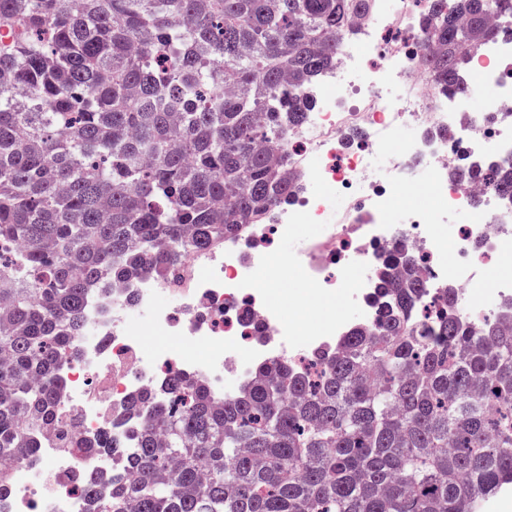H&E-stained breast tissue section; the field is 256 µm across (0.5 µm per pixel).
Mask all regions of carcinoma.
<instances>
[{
  "label": "carcinoma",
  "instance_id": "carcinoma-1",
  "mask_svg": "<svg viewBox=\"0 0 512 512\" xmlns=\"http://www.w3.org/2000/svg\"><path fill=\"white\" fill-rule=\"evenodd\" d=\"M370 0H0V499L55 420L89 293L164 277L289 201L283 120ZM512 0H429L423 66L466 90L460 47ZM493 186L512 195V161ZM377 320L220 398L169 371L72 444L89 512H477L512 486V313L430 308L415 257L377 270Z\"/></svg>",
  "mask_w": 512,
  "mask_h": 512
}]
</instances>
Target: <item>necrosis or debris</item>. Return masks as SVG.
I'll return each mask as SVG.
<instances>
[{
	"label": "necrosis or debris",
	"instance_id": "1",
	"mask_svg": "<svg viewBox=\"0 0 512 512\" xmlns=\"http://www.w3.org/2000/svg\"><path fill=\"white\" fill-rule=\"evenodd\" d=\"M426 6V0H370L335 64L309 87L313 107L286 141L297 174L289 204L190 253L164 279L113 289L108 302L88 298L81 357L65 371L60 426L43 435L33 462L14 470L0 512H87L86 497L67 478L110 462L80 455L63 433L96 434L114 411L161 379L159 363L176 365L221 396L230 392L225 373L242 382L273 358L307 369L345 334L349 322L340 313L296 325L261 285L259 271L277 270L284 288L288 273L300 272L314 291L340 295L369 322L376 316L375 267L384 250L398 245L413 252L429 288L457 290L469 317L512 302V274L485 260L512 255V200L487 178L512 159V13L495 15L496 35L463 50L468 93L446 95L420 64L431 45L420 24ZM393 87L398 96L390 95ZM476 95L484 111L471 109ZM356 128L368 139L361 150H345L343 136ZM378 153L389 158L384 182L372 170ZM340 196L347 206L338 213ZM460 211L470 213L469 223L447 224ZM311 226L319 237L271 264L269 234L295 239ZM152 336L171 341V348L150 345Z\"/></svg>",
	"mask_w": 512,
	"mask_h": 512
}]
</instances>
